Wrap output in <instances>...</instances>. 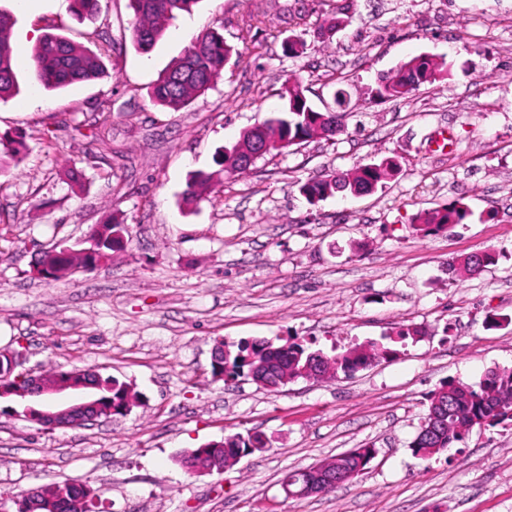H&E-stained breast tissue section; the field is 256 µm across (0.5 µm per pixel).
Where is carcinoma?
I'll list each match as a JSON object with an SVG mask.
<instances>
[{"label":"carcinoma","instance_id":"cac0c4a2","mask_svg":"<svg viewBox=\"0 0 512 512\" xmlns=\"http://www.w3.org/2000/svg\"><path fill=\"white\" fill-rule=\"evenodd\" d=\"M198 0H129L133 14L131 38L136 49L149 52L164 36L166 27L176 15L189 13ZM71 10L77 17L93 16L100 10V0H72ZM13 17L0 11V101L14 96L19 90L16 75V58L11 41ZM243 54L234 45L224 40V35L214 28L197 34L175 61L151 86L150 95L158 105L173 111L185 108L194 98L214 87L224 67L229 62H242ZM30 63L36 79L46 89H60L77 83L88 82L103 73L101 54L82 46L68 37L45 33L30 54ZM448 76L446 61H433L421 55L403 63L392 74L379 76L375 93L382 99L405 98L425 83H434ZM281 99L283 108L278 115L244 130L240 139L245 142L263 138L281 142L291 141L300 136L318 133L334 136L340 132L338 115L335 112H321L309 105L305 87L296 77L288 78L283 84ZM26 151L25 144L14 139L0 140V174L7 172L21 160ZM219 169L210 173L190 175L184 200L195 203L207 195L212 182L235 176L231 170L233 158L220 154L216 160ZM401 173V165L395 157H385L377 163L357 168L351 173H334L325 177H312L300 186V192L311 202H318L339 192L351 195L373 192L379 183ZM470 212L462 203L437 207L423 211L417 217V227L425 235L448 231L464 223ZM121 224L111 219L90 228L88 238L93 242L90 253L62 251L58 248L40 253L37 264L44 266V272L52 280H63L73 267H95L99 259L112 260V255L125 248L126 242L116 237ZM422 335V327L416 324H400L384 339L387 343L367 341L354 343L334 355L336 374L349 376L369 361L386 359L399 354V348L408 341H416ZM265 343L256 339L253 343L240 341L227 346L228 360L213 368V375L221 374L236 378L249 372L247 358L250 350ZM310 353L309 347L301 342L288 344V354H275L278 364L288 368L293 375L294 368L302 366ZM70 376L74 383L81 381L97 384V394L103 405V412L114 416L112 410L121 407V402L131 395L129 385L111 378H94L80 369L65 370L54 368L47 376L51 383L58 377ZM455 380L448 379L427 398V410H432L438 396L450 393L452 405L445 406L446 421L432 441L416 435L411 443L414 455L430 458L464 442L472 427L512 423V369L494 368L487 371L477 384L464 383L454 386ZM259 436L245 438L239 434L227 435L220 441L221 448L210 452L208 460L224 457V449L247 451ZM69 483L41 489V495L53 501L56 512H71L63 493Z\"/></svg>","mask_w":512,"mask_h":512}]
</instances>
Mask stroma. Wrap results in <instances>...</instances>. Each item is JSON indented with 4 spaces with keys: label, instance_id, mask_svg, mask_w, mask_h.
I'll list each match as a JSON object with an SVG mask.
<instances>
[{
    "label": "stroma",
    "instance_id": "obj_1",
    "mask_svg": "<svg viewBox=\"0 0 512 512\" xmlns=\"http://www.w3.org/2000/svg\"><path fill=\"white\" fill-rule=\"evenodd\" d=\"M0 10L15 15L20 50L0 138L27 145L0 175V348L25 352L27 368L92 369L143 396L126 416L77 429L0 411V496L86 478L100 490L93 512H512V426L473 430L427 460L410 449L430 391L512 368V0H199L146 53L128 0H101L92 21L73 17L70 0ZM338 12L347 25L325 34L320 19ZM50 25L93 50L114 40L104 76L44 89L28 55ZM211 27L244 63L182 110L155 104L151 85ZM288 38L301 54L284 52ZM418 55L445 58L447 78L396 101L374 95L381 74ZM292 75L315 109L338 113L342 133L184 204L189 173L215 170L219 150L279 112ZM393 155L401 174L371 194L311 204L299 191ZM455 201L466 223L415 231L417 213ZM111 217L128 241L111 262L60 281L36 273L39 248L79 247ZM489 248L497 265L449 274ZM399 322L424 336L347 378L270 391L212 375L219 340L292 337L328 354ZM236 433L270 447L221 474L177 461ZM368 446L363 474L286 497L288 472Z\"/></svg>",
    "mask_w": 512,
    "mask_h": 512
}]
</instances>
